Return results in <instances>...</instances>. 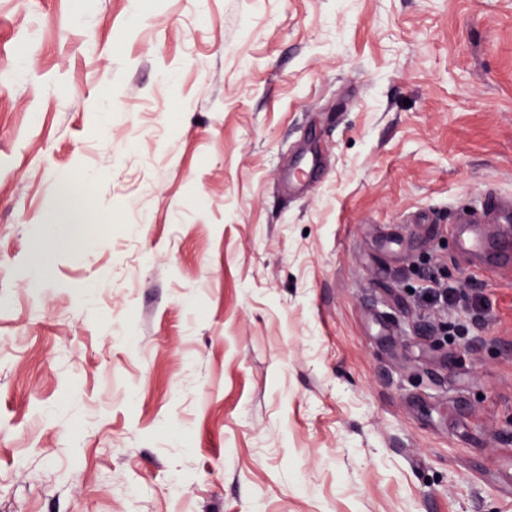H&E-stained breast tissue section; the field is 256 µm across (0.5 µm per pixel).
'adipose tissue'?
<instances>
[{"label": "adipose tissue", "instance_id": "obj_1", "mask_svg": "<svg viewBox=\"0 0 512 512\" xmlns=\"http://www.w3.org/2000/svg\"><path fill=\"white\" fill-rule=\"evenodd\" d=\"M95 210V199L86 193L82 182L68 176L56 178L51 222L58 228V239L83 236L84 227L91 223Z\"/></svg>", "mask_w": 512, "mask_h": 512}]
</instances>
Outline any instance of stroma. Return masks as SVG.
Instances as JSON below:
<instances>
[{"mask_svg": "<svg viewBox=\"0 0 512 512\" xmlns=\"http://www.w3.org/2000/svg\"><path fill=\"white\" fill-rule=\"evenodd\" d=\"M149 2L0 0V512H512V0ZM53 215L45 224L58 227V241L70 237H84V225L93 224L96 202L85 191L84 184L70 176H58L55 180ZM469 224H476L467 216H463L455 228V238L460 252L468 255H476L489 250L491 245L486 241L482 233L467 229ZM438 288L427 293L426 301L431 305H456L464 309L469 308L467 293L448 283L437 282Z\"/></svg>", "mask_w": 512, "mask_h": 512, "instance_id": "35a3bbf8", "label": "stroma"}]
</instances>
